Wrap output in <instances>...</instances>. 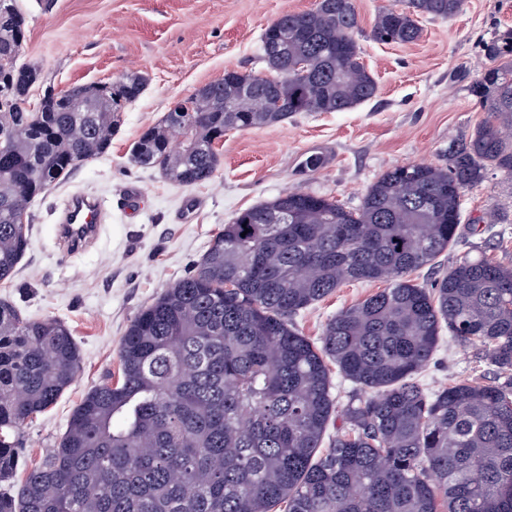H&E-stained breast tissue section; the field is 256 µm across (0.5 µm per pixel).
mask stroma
Masks as SVG:
<instances>
[{"instance_id":"35a3bbf8","label":"stroma","mask_w":512,"mask_h":512,"mask_svg":"<svg viewBox=\"0 0 512 512\" xmlns=\"http://www.w3.org/2000/svg\"><path fill=\"white\" fill-rule=\"evenodd\" d=\"M317 0H17L24 19L20 60L35 66L45 89L110 82L136 71L146 80L127 106L107 153L71 171L31 207L29 248L15 274L0 281V299L30 318H55L71 329L81 369L57 404L26 422L21 459L41 464L64 433L72 409L108 378H119V344L131 320L166 288L193 271L224 224L294 188L358 207L382 174L409 163L445 164L448 144L467 135L485 112L471 93L488 64L487 44L512 27V0H464L451 18H420L422 35L409 44L373 40L377 13L404 0H355L360 60L377 84L368 102L344 112H299L280 123L231 130L218 144L221 164L209 181L182 187L155 168L130 160L141 133L196 89L235 70L266 72L265 28ZM328 154L315 172L302 161L316 148ZM97 195L110 219L98 243L66 255L55 237L54 212L71 193ZM484 254L512 266V176L489 172L465 191L459 237L448 265ZM379 282L342 285L300 311L296 329L319 342L340 309L382 290ZM472 347L442 342L421 375L437 389L458 381L498 383Z\"/></svg>"}]
</instances>
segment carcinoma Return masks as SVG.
Masks as SVG:
<instances>
[{"label":"carcinoma","instance_id":"1","mask_svg":"<svg viewBox=\"0 0 512 512\" xmlns=\"http://www.w3.org/2000/svg\"><path fill=\"white\" fill-rule=\"evenodd\" d=\"M463 0H407L380 11L373 38L419 40L418 16L450 18ZM0 280L30 244L35 198L103 155L124 108L141 95L82 84L30 112L40 76L18 64L16 0H0ZM355 0H318L262 34L275 83L227 70L146 128L131 160L193 186L220 165L224 133L297 112H342L377 91L359 61ZM471 88L487 117L448 146V163L397 166L359 208L303 191L239 213L194 272L130 322L122 377L90 390L57 447L14 482L20 430L55 405L81 357L70 329L0 301V512H512V267L464 256L434 287L410 275L435 267L457 239L463 193L491 170L512 174V28L487 45ZM250 102L234 111L235 89ZM388 287L343 308L317 346L292 318L347 282ZM474 347L504 381L430 389L418 375L443 333ZM352 396L343 429L329 365Z\"/></svg>","mask_w":512,"mask_h":512}]
</instances>
